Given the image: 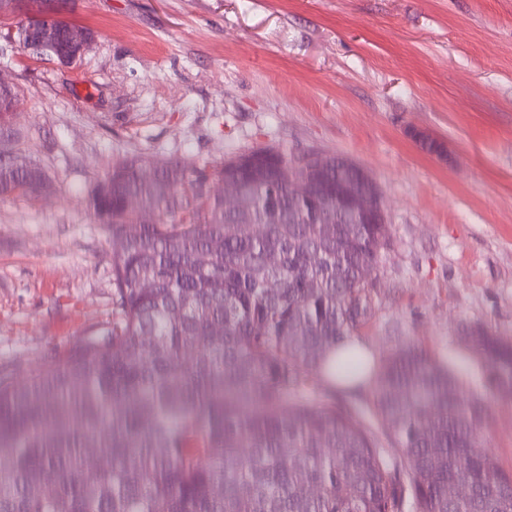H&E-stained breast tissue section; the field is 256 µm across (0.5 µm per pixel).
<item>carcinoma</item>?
Listing matches in <instances>:
<instances>
[{
  "label": "carcinoma",
  "instance_id": "obj_1",
  "mask_svg": "<svg viewBox=\"0 0 512 512\" xmlns=\"http://www.w3.org/2000/svg\"><path fill=\"white\" fill-rule=\"evenodd\" d=\"M53 0L16 25L21 50L55 59ZM0 109V200H37L52 180L20 171ZM146 155L114 164L88 206L112 241L120 318L112 334L0 376V512H512V473L476 451L481 397L428 350L408 344L375 372L371 397L389 458L336 380L361 378L355 345L372 312L365 272L389 225L336 203L359 180L325 156L296 200L288 155L260 149L219 165L171 160L145 181ZM211 177L243 186L239 205L206 195ZM245 225L248 231L239 232ZM472 349L512 388V344L478 331ZM327 385L324 400L304 395ZM97 449L109 466L92 472ZM457 482L469 494L454 498Z\"/></svg>",
  "mask_w": 512,
  "mask_h": 512
}]
</instances>
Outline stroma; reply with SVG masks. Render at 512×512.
Masks as SVG:
<instances>
[{"label":"stroma","instance_id":"35a3bbf8","mask_svg":"<svg viewBox=\"0 0 512 512\" xmlns=\"http://www.w3.org/2000/svg\"><path fill=\"white\" fill-rule=\"evenodd\" d=\"M66 17L94 35L70 68L0 17L16 147L54 183L0 200V373L26 383L111 331L112 243L87 199L114 162L335 155L370 173L390 226L362 342L454 370L490 407L478 450L512 472V393L468 341L512 342V0H70Z\"/></svg>","mask_w":512,"mask_h":512}]
</instances>
